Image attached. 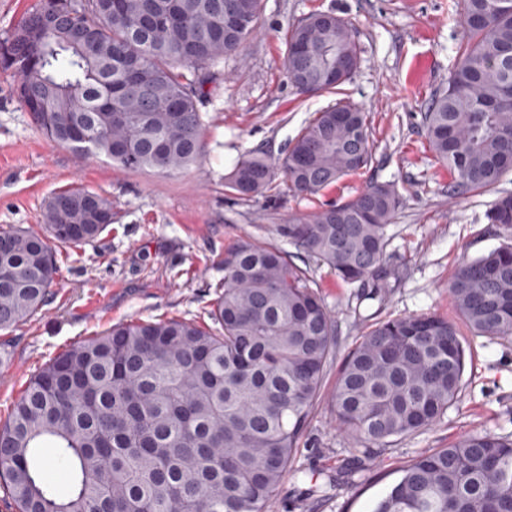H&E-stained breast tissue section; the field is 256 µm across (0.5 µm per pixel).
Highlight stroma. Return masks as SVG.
Wrapping results in <instances>:
<instances>
[{"label": "stroma", "mask_w": 512, "mask_h": 512, "mask_svg": "<svg viewBox=\"0 0 512 512\" xmlns=\"http://www.w3.org/2000/svg\"><path fill=\"white\" fill-rule=\"evenodd\" d=\"M314 12L349 21L361 48L351 79L338 89L302 94L283 69L285 32ZM463 0H263L260 29L240 58L215 66L198 105L205 124L201 163L174 177L131 172L55 146L19 104L13 71L0 69V227L39 228L46 199L81 186L112 202V222L78 246L55 244L57 273L42 309L0 331V422L32 374L71 345L135 320L185 319L209 325L222 291L224 250L253 235L276 240L289 216L355 198L373 180L397 182L403 203L388 228L391 271L378 297L363 299L325 266L312 265L318 290L345 355L373 323L436 314L456 318L449 286L466 260L512 243V229L489 224L497 192L512 193V174L497 191L452 197L451 177L422 131L431 95L445 86L465 39ZM347 101L371 119L373 162L316 195L285 185L251 201L229 195L224 179L251 151L277 158L317 112ZM464 386L432 428L362 455L336 426L330 365L310 418L308 442L294 457L267 512H373L414 458L458 437L488 431L512 438V341L464 332ZM333 482L311 492L312 475Z\"/></svg>", "instance_id": "stroma-1"}]
</instances>
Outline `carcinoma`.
Listing matches in <instances>:
<instances>
[{
  "label": "carcinoma",
  "instance_id": "1",
  "mask_svg": "<svg viewBox=\"0 0 512 512\" xmlns=\"http://www.w3.org/2000/svg\"><path fill=\"white\" fill-rule=\"evenodd\" d=\"M262 0H37L12 32L20 105L54 144L127 171L183 173L201 163L198 102L210 68L256 35ZM466 39L448 85L422 115L448 167V193L486 192L512 172V3L463 0ZM40 28L35 41L24 38ZM284 69L302 93L332 90L336 66L359 61L349 23L313 13L285 34ZM368 113L338 102L286 153L243 156L225 191L264 194L277 176L312 196L371 165ZM402 205L373 180L352 200L276 227L299 252L362 290L388 276L387 228ZM112 202L81 187L53 193L44 232L0 230V330L33 317L55 284L52 243L94 240ZM512 227V194L487 213ZM310 269L278 244L248 236L224 251L223 292L209 316L137 320L46 362L0 424V487L16 512H266L288 472L336 353L335 323ZM450 295L480 336L512 340V244L457 268ZM456 322L437 315L376 322L344 357L331 396L363 452L436 423L463 387ZM54 449L60 494L37 460ZM374 512H512V440L465 434L402 469Z\"/></svg>",
  "mask_w": 512,
  "mask_h": 512
}]
</instances>
